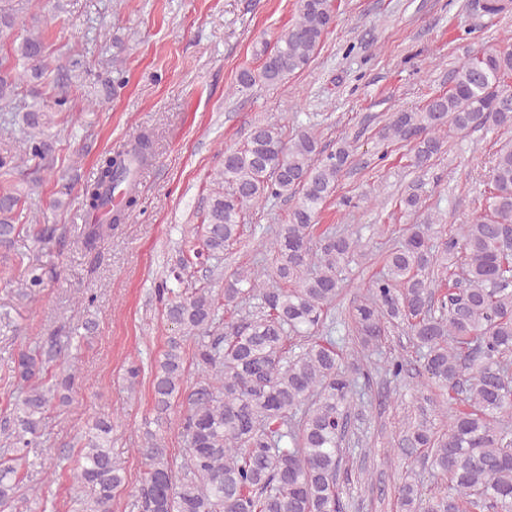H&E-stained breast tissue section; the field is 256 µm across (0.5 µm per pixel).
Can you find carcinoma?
I'll list each match as a JSON object with an SVG mask.
<instances>
[{
  "label": "carcinoma",
  "instance_id": "carcinoma-1",
  "mask_svg": "<svg viewBox=\"0 0 512 512\" xmlns=\"http://www.w3.org/2000/svg\"><path fill=\"white\" fill-rule=\"evenodd\" d=\"M0 0V112L11 117L0 132L15 142L0 154V246H12L21 230L25 195L12 181L39 183L55 174L53 145L45 137L50 116L38 102L51 69L49 40L35 30L42 3ZM336 20L335 0H297V18L274 45L255 51L256 69L244 68L237 86L279 85L304 70ZM26 88L33 98L19 99ZM53 106L63 111L73 97L71 76L54 82ZM22 122L20 136L12 126ZM512 127V51L471 56L445 93L416 112H396L378 131L384 145L410 146V166L424 170L441 153L440 132ZM343 137L326 154L311 129L285 135L282 126L259 123L247 141L224 151L214 173L201 243L188 242L182 267L219 260L243 235L244 210L298 197L275 236L270 284L238 269L224 290L158 288L163 317L178 331L151 366L157 419L181 401L184 464L173 469L162 436L146 431L138 452L146 461L138 491L140 512H343L339 471L350 444L352 410L362 404L355 376L333 336L332 306L341 272L362 244L353 234L322 229L316 219L336 192L350 163ZM153 157L143 134L106 155L97 178L80 199L94 221L84 225L82 246L95 252L136 205L137 176ZM481 212L447 233L428 219L413 225L384 258L367 294L352 305L348 324L358 357L379 351L388 326H406L429 379L448 391V430L435 431L426 414L405 437L407 447L427 449L431 465L448 479L450 492L422 496L418 486L399 491L401 512H512V139L496 151ZM125 198L113 208L115 192ZM44 287L30 273L18 295L33 300ZM195 340L200 375L184 390L183 340ZM302 340L294 347L291 339ZM73 337L41 336L6 364L16 393L3 429L10 442L0 451V512L17 499V471L44 435L45 413L69 401L79 378L70 355ZM407 362L387 359L377 369L399 380ZM144 366L128 361L123 380L139 383ZM110 416L95 421L72 474L75 512H112L125 485L112 455Z\"/></svg>",
  "mask_w": 512,
  "mask_h": 512
}]
</instances>
